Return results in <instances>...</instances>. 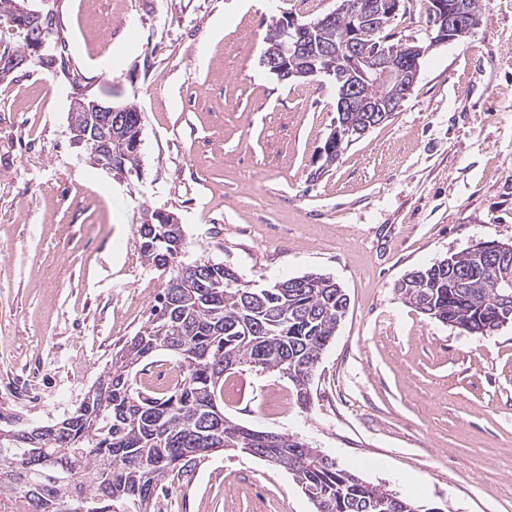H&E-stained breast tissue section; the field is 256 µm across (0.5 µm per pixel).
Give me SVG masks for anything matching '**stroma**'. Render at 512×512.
Here are the masks:
<instances>
[{
	"mask_svg": "<svg viewBox=\"0 0 512 512\" xmlns=\"http://www.w3.org/2000/svg\"><path fill=\"white\" fill-rule=\"evenodd\" d=\"M65 65L0 80V413L70 416L145 324L167 277L140 252L145 210L175 214L191 256L262 288L317 272L350 306L300 409L279 375H225L224 412L295 434L419 512H512V324L468 335L404 303L408 272L512 242V0H483L435 46L412 91L332 165L336 89L279 81L271 23L337 0H31ZM134 103L140 170L75 145L73 96ZM41 368L42 398L18 375ZM289 396L278 407L276 394ZM163 512H313L288 472L226 451L171 473Z\"/></svg>",
	"mask_w": 512,
	"mask_h": 512,
	"instance_id": "obj_1",
	"label": "stroma"
}]
</instances>
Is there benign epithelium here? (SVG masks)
Masks as SVG:
<instances>
[{
	"label": "benign epithelium",
	"mask_w": 512,
	"mask_h": 512,
	"mask_svg": "<svg viewBox=\"0 0 512 512\" xmlns=\"http://www.w3.org/2000/svg\"><path fill=\"white\" fill-rule=\"evenodd\" d=\"M401 6L402 0H376L371 12L362 14L352 0H345L335 10L310 23L300 24L290 17L285 27L294 35L296 42L287 50L282 45H273L263 56V63L277 73L280 71V59L286 56L290 77L323 75L336 80L341 83L336 111L351 112L358 108L372 112L380 125L392 116L411 92L419 73V60L426 52L421 47L374 44L372 37L396 17ZM428 7L430 26L436 27V35L431 38L433 46L455 41L479 23V16L457 11L448 5V0H430ZM31 13L33 10L28 7V0H11L8 21L15 24ZM343 15L351 18L352 38L336 46L317 43L316 34ZM382 81L392 86L393 92L375 104L370 97V89ZM125 111V107L98 100L75 99L68 115L74 142L89 146L96 156L102 155L116 143L112 125H120ZM357 134L359 131L345 122L334 124L328 137V156L339 157ZM475 250L492 274L494 287H499L501 280L497 273L512 255V247L501 243H482Z\"/></svg>",
	"instance_id": "7a95c632"
}]
</instances>
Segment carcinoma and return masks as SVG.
I'll return each instance as SVG.
<instances>
[{
    "label": "carcinoma",
    "instance_id": "1",
    "mask_svg": "<svg viewBox=\"0 0 512 512\" xmlns=\"http://www.w3.org/2000/svg\"><path fill=\"white\" fill-rule=\"evenodd\" d=\"M16 33L0 53L17 59L34 54L28 30ZM348 23L321 31L328 43L343 41ZM122 123L125 153L106 159L110 170L132 173L140 166L141 113L129 105ZM152 211L141 224L140 250L147 262L168 274L159 304L146 324L112 357L102 379L112 385L103 398L78 409L40 448L29 427L0 415V512H58L64 498L87 512H161L170 472L190 471L210 449L261 454L288 471L304 494L319 498L315 512H381L376 508L387 490L358 474L336 467L294 436L267 441V432L224 417L220 431L209 422L220 407L224 374L249 366L288 378L296 402L310 404L316 369L349 308V297L334 279L308 273L281 286L254 288L233 268L200 256L185 260L180 224H163ZM482 261L467 250L455 254L454 266L474 270ZM400 298L427 317L451 322L466 334H479L512 323V288H493L479 278L469 284L457 270L438 262L414 269L396 284ZM168 340L182 348L176 355L180 380L163 392L138 384L134 368L158 353Z\"/></svg>",
    "mask_w": 512,
    "mask_h": 512
}]
</instances>
